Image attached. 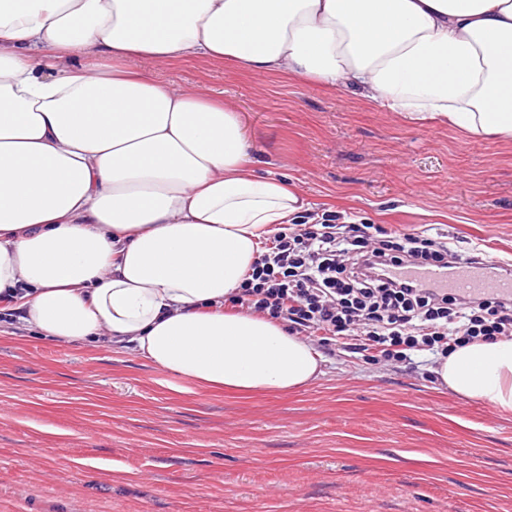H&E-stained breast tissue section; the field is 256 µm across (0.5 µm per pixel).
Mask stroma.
Instances as JSON below:
<instances>
[{"label": "stroma", "mask_w": 512, "mask_h": 512, "mask_svg": "<svg viewBox=\"0 0 512 512\" xmlns=\"http://www.w3.org/2000/svg\"><path fill=\"white\" fill-rule=\"evenodd\" d=\"M142 67L236 105L254 168L290 177L308 213L512 259V140L285 74ZM319 352L317 381L245 396L0 321V512H512L511 414L439 389L426 364Z\"/></svg>", "instance_id": "35a3bbf8"}]
</instances>
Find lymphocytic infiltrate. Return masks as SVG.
Returning a JSON list of instances; mask_svg holds the SVG:
<instances>
[{"instance_id":"obj_1","label":"lymphocytic infiltrate","mask_w":512,"mask_h":512,"mask_svg":"<svg viewBox=\"0 0 512 512\" xmlns=\"http://www.w3.org/2000/svg\"><path fill=\"white\" fill-rule=\"evenodd\" d=\"M458 259L426 232L393 235L325 212L313 222L281 225L267 238L232 303L281 322L290 334L396 361L511 337L512 299L421 288L401 274L422 265L451 268Z\"/></svg>"}]
</instances>
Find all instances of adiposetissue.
<instances>
[{"label":"adipose tissue","instance_id":"adipose-tissue-1","mask_svg":"<svg viewBox=\"0 0 512 512\" xmlns=\"http://www.w3.org/2000/svg\"><path fill=\"white\" fill-rule=\"evenodd\" d=\"M198 58L512 140V0H0L6 311L74 347H134L202 389L285 393L321 376L319 352L224 302L306 203L252 168L235 106L135 65ZM431 371L512 413V338Z\"/></svg>","mask_w":512,"mask_h":512}]
</instances>
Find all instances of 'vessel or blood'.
Returning <instances> with one entry per match:
<instances>
[{
    "label": "vessel or blood",
    "mask_w": 512,
    "mask_h": 512,
    "mask_svg": "<svg viewBox=\"0 0 512 512\" xmlns=\"http://www.w3.org/2000/svg\"><path fill=\"white\" fill-rule=\"evenodd\" d=\"M411 277L422 288H453L473 295L495 294L512 297V277H495L460 262L454 268L431 266L412 271Z\"/></svg>",
    "instance_id": "obj_1"
}]
</instances>
